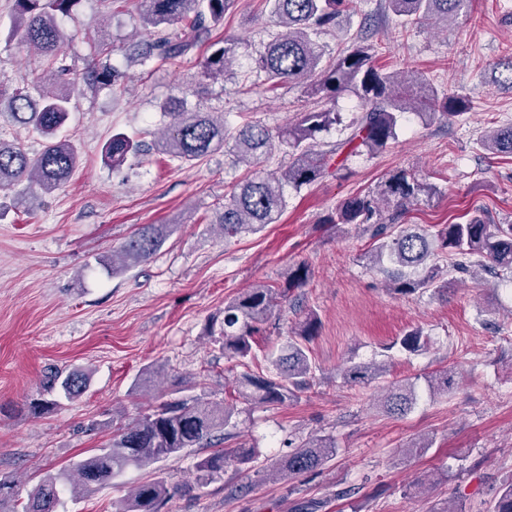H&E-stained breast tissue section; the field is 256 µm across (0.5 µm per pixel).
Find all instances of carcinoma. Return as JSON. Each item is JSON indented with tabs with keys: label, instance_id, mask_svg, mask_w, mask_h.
<instances>
[{
	"label": "carcinoma",
	"instance_id": "carcinoma-1",
	"mask_svg": "<svg viewBox=\"0 0 512 512\" xmlns=\"http://www.w3.org/2000/svg\"><path fill=\"white\" fill-rule=\"evenodd\" d=\"M234 0H137V23L152 40L137 53L140 64L149 67L184 56L194 48L192 41L174 36L171 26L190 20L196 36L206 37L211 28L224 22V13ZM270 15L284 31L274 36L256 60L264 81L271 87L280 83L299 84L311 96L333 100L349 91L360 100L361 111L346 126V137L328 152L314 149L317 135L342 122L331 109L311 108L299 113L295 123L278 136L258 122L233 127L212 112L187 107L186 95L172 97L161 105L169 118L156 145L170 160L189 162L199 159L233 141L236 161L256 166L277 148L288 150V169L281 174L257 175L234 188L224 203L217 224L224 238L254 233L279 221L287 202L282 183L310 185L325 177L328 169H344L349 157L365 153L374 156L398 139L400 121L409 111L421 110L427 119H451L464 114L469 100L439 96L418 74L386 72L374 63L377 47L359 42L323 64L324 52L317 37L336 26L345 13L357 11L356 0H265ZM81 0H13L11 36H18L38 52L46 63L47 80L32 82L8 93L0 89V122L31 127L43 137L42 151L29 156L17 144L0 138V188L17 189L24 196L36 186L43 193L62 187L80 164L76 146L59 132L72 118L71 93L74 82L63 63L66 35L58 16L74 12ZM401 30L470 15L473 0H384ZM224 46L207 56L198 75L212 81L224 78L228 64L236 59L238 43L223 40ZM107 48L93 44V56L86 64L87 88L119 89L124 86L122 72L114 65H102L97 57ZM492 82L512 88V53L502 56L494 66ZM481 146L495 154L512 156V124L499 126L481 135ZM102 153L112 167L123 166L128 158L141 153V143L128 134L115 131L103 145ZM424 185L402 171L387 178L376 191L355 194L344 200L328 216L329 224L354 225L369 236L366 251L373 267L384 275L392 293L408 296L430 289L439 290L452 270L475 275L492 272L502 280L512 279V224H491L474 214L461 223L442 224L432 233L419 227H403L393 232L395 222L417 201ZM162 231L157 224H144L122 245L112 251V271L123 270L147 260L160 247ZM451 257L449 267L429 263L437 251ZM288 289L256 284L224 305L222 347L224 358L246 367L255 360L260 344L256 335L279 299ZM318 316L311 312L299 322L280 353L267 358V373L243 372L237 379L238 394L254 405H281L299 397L309 388L316 364L309 356L307 343L317 335ZM427 337L413 327L396 337L389 348L414 355L422 351ZM387 364L353 362L340 370L349 384H369L382 378ZM89 373L74 370L57 372L46 381V396L33 399L28 410L33 415L51 411L58 401L52 398L60 389L66 398L80 396L87 387ZM428 386L444 395L451 392L452 371L443 369L425 377ZM200 393L161 405L118 429L112 444L75 464L73 472L46 477L37 487L23 512H55L60 502L59 484L70 483L75 494L89 493L108 484L125 467L149 466L189 448L210 443L216 432L236 426L234 405L216 403ZM416 402V382L406 379L385 388L382 406L396 417L405 416ZM338 452L336 441L313 438L276 463L277 474L293 479L322 469ZM224 450L198 460L197 471L205 476L224 472ZM179 485L163 479L138 484L133 494L116 507V512H160ZM488 512H512V475L502 479Z\"/></svg>",
	"mask_w": 512,
	"mask_h": 512
}]
</instances>
